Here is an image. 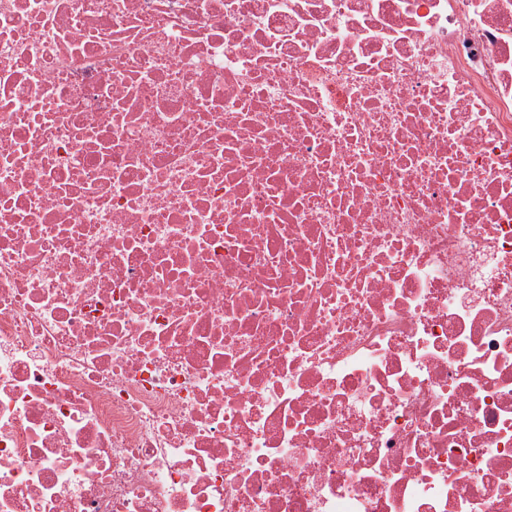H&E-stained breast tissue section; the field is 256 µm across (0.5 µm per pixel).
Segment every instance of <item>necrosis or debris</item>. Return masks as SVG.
Segmentation results:
<instances>
[{
  "instance_id": "necrosis-or-debris-1",
  "label": "necrosis or debris",
  "mask_w": 512,
  "mask_h": 512,
  "mask_svg": "<svg viewBox=\"0 0 512 512\" xmlns=\"http://www.w3.org/2000/svg\"><path fill=\"white\" fill-rule=\"evenodd\" d=\"M0 512H512V0H0Z\"/></svg>"
}]
</instances>
